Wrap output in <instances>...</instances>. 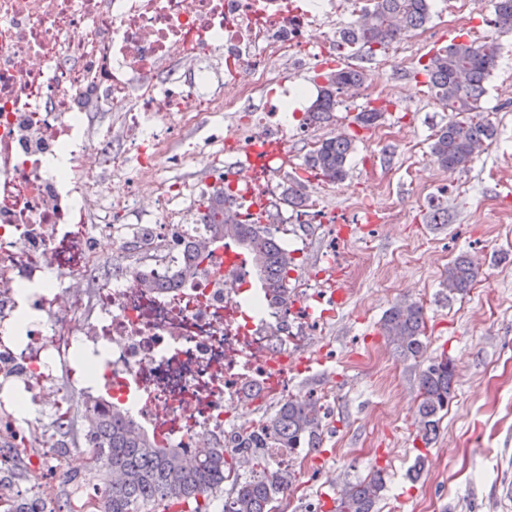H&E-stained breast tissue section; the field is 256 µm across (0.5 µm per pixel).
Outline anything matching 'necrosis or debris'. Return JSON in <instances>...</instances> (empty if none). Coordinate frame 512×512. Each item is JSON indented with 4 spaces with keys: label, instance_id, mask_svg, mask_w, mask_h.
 Segmentation results:
<instances>
[{
    "label": "necrosis or debris",
    "instance_id": "1",
    "mask_svg": "<svg viewBox=\"0 0 512 512\" xmlns=\"http://www.w3.org/2000/svg\"><path fill=\"white\" fill-rule=\"evenodd\" d=\"M337 0H0V440L54 470L45 417L67 386L97 392L163 448L219 443L262 424L236 412L281 397L308 342L301 304L257 318L248 261L195 229L197 204L231 187L250 212L295 117L287 95L236 124L245 161L191 184L167 168L223 147L224 113L275 85L273 65L324 53ZM223 80L233 94L214 90ZM210 127L207 146L183 143ZM150 217L127 233L115 219ZM135 244L136 265L115 253ZM192 254L191 275L176 257ZM101 373L89 379L83 358Z\"/></svg>",
    "mask_w": 512,
    "mask_h": 512
}]
</instances>
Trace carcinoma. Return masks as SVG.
Listing matches in <instances>:
<instances>
[{
	"label": "carcinoma",
	"instance_id": "cac0c4a2",
	"mask_svg": "<svg viewBox=\"0 0 512 512\" xmlns=\"http://www.w3.org/2000/svg\"><path fill=\"white\" fill-rule=\"evenodd\" d=\"M494 27L512 32V0H492ZM429 0H373L370 9L350 25L340 29L336 49L357 46L369 57L386 51L389 45L406 33L423 27L430 19ZM499 43L491 38L483 41L454 40L437 50L422 64L427 93L449 111L461 115L451 120L435 135L431 151L440 166L455 172L464 168L492 141L495 128L479 121L485 94L484 83L496 66ZM318 95L308 110L312 123H326L336 111L337 96L350 88L364 85L366 70L362 67L336 68L318 75ZM385 106H366L355 116L358 126H375L383 117ZM353 151V138L336 135L324 139L305 159V166L322 181L335 184L347 175V160ZM231 193L219 189L207 202V234L232 244L237 253L248 257L256 269L264 297L273 308L288 307L290 292L288 273L293 263L290 251L282 247L262 220L274 223L279 216V203L301 207L304 197L290 185L270 201L266 218L240 222L230 215ZM479 274L467 257L460 256L444 271L442 285L450 295L471 289ZM425 313L416 302L400 301L384 314L381 329L399 355L416 360L424 355ZM456 367L442 354L428 360L418 377L419 416L422 439L436 435L439 414L448 410ZM322 406L311 396L284 401L266 422L264 432L238 446V453L210 446L194 449L193 458L182 448H159L133 421L116 410L110 412L96 402L83 403L79 419L62 414L49 421V427L63 441L61 451L86 469L82 456L90 455L95 466L112 471V485L92 506L90 512H158V507L176 512H209L211 500L224 497V512H271L276 495L290 489L299 471L294 467H274L265 457V449L314 448L320 439ZM247 472L224 492V472L229 469ZM385 488L381 472L346 486L334 499L332 512H374Z\"/></svg>",
	"mask_w": 512,
	"mask_h": 512
}]
</instances>
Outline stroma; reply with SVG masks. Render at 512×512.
I'll use <instances>...</instances> for the list:
<instances>
[{
    "instance_id": "35a3bbf8",
    "label": "stroma",
    "mask_w": 512,
    "mask_h": 512,
    "mask_svg": "<svg viewBox=\"0 0 512 512\" xmlns=\"http://www.w3.org/2000/svg\"><path fill=\"white\" fill-rule=\"evenodd\" d=\"M491 17L489 0H475L462 18L450 15L448 0H432L430 20L402 37L396 58L303 57L281 68L282 79L308 87L304 111L318 93V72L341 63L366 67L368 78L331 122L289 132L288 164L270 178L276 188L296 177L310 143L339 130L355 134L345 180L320 192L324 224H299L286 208L276 232L293 253L290 279L308 269L318 274L312 291L335 283L343 296L311 337L305 370L291 379L290 396L322 398L326 419L310 466L291 500L276 501L278 512H329L340 489L376 469L386 489L375 512H504L496 491L512 477V213L498 206L512 205V99L498 89L512 83V33H496ZM473 28L502 45L481 100L497 136L451 173L430 153L450 114L427 94L420 64ZM387 86L405 88L406 97L388 104L375 128H358L357 111ZM436 206L447 210V223H431ZM398 207L406 210L402 222L377 223ZM354 253L365 263L347 285L341 273ZM461 255L478 259L485 290L448 299L442 275ZM405 299L424 304L428 355H448L457 370L454 398L428 445L416 423L424 363L401 358L380 330L385 311ZM419 458L424 467L414 481L409 470Z\"/></svg>"
}]
</instances>
